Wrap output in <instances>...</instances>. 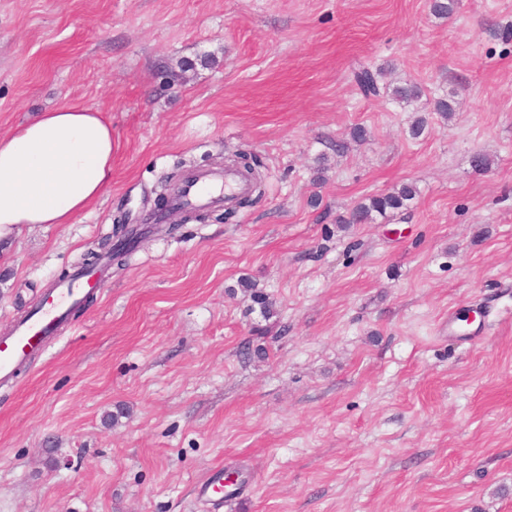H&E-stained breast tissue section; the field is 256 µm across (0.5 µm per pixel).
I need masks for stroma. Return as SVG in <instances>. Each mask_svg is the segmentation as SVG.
Returning <instances> with one entry per match:
<instances>
[{
  "mask_svg": "<svg viewBox=\"0 0 512 512\" xmlns=\"http://www.w3.org/2000/svg\"><path fill=\"white\" fill-rule=\"evenodd\" d=\"M430 5L0 0V136L66 103L112 125L108 191L0 240L1 335L164 213L163 180L262 181L150 225L0 384V512H214L218 465L221 512H512V0ZM362 65L422 97L363 96ZM405 182L408 208L339 225ZM197 494L209 501L224 502V469L216 467L198 485Z\"/></svg>",
  "mask_w": 512,
  "mask_h": 512,
  "instance_id": "stroma-1",
  "label": "stroma"
}]
</instances>
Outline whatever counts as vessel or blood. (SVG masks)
Masks as SVG:
<instances>
[{
  "instance_id": "b4317fda",
  "label": "vessel or blood",
  "mask_w": 512,
  "mask_h": 512,
  "mask_svg": "<svg viewBox=\"0 0 512 512\" xmlns=\"http://www.w3.org/2000/svg\"><path fill=\"white\" fill-rule=\"evenodd\" d=\"M248 187L246 176L239 172H227L215 178L194 176L180 188L176 202L184 207L228 204ZM89 284V275H76L53 289L50 297L41 299L35 311L16 324L12 335L0 338V383L8 382L15 370L44 346L66 309L78 302L81 295L87 294ZM197 494L214 502L223 501V468L212 469L198 485Z\"/></svg>"
}]
</instances>
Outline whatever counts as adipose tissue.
<instances>
[{"mask_svg":"<svg viewBox=\"0 0 512 512\" xmlns=\"http://www.w3.org/2000/svg\"><path fill=\"white\" fill-rule=\"evenodd\" d=\"M112 182V127L63 105L0 137V240L22 224H68Z\"/></svg>","mask_w":512,"mask_h":512,"instance_id":"1","label":"adipose tissue"}]
</instances>
